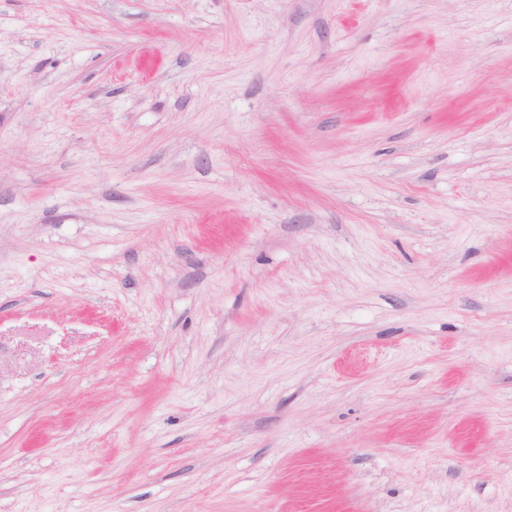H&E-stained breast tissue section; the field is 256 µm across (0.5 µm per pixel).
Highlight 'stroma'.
<instances>
[{"label":"stroma","instance_id":"35a3bbf8","mask_svg":"<svg viewBox=\"0 0 512 512\" xmlns=\"http://www.w3.org/2000/svg\"><path fill=\"white\" fill-rule=\"evenodd\" d=\"M0 512H512V0H0Z\"/></svg>","mask_w":512,"mask_h":512}]
</instances>
